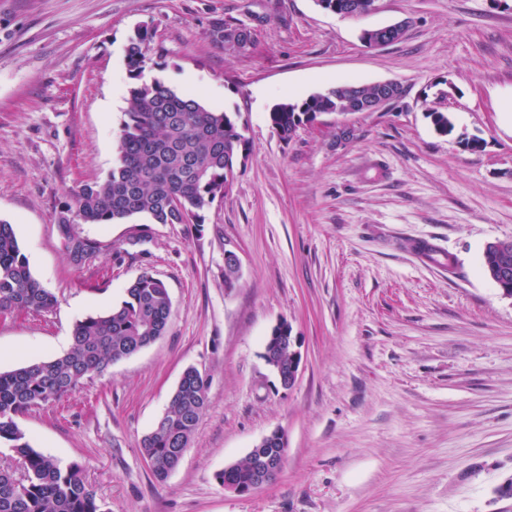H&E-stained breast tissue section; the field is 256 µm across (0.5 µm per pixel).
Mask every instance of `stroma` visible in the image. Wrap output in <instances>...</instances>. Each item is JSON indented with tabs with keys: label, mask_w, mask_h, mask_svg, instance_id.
I'll list each match as a JSON object with an SVG mask.
<instances>
[{
	"label": "stroma",
	"mask_w": 512,
	"mask_h": 512,
	"mask_svg": "<svg viewBox=\"0 0 512 512\" xmlns=\"http://www.w3.org/2000/svg\"><path fill=\"white\" fill-rule=\"evenodd\" d=\"M220 19L251 46L213 43ZM402 19L401 40L361 42ZM142 26L156 33L142 81L236 113L251 151L201 223L71 225L100 247L77 264L57 218L116 161ZM382 81L405 90L382 111L326 114L287 141L268 120ZM0 220L57 298L0 319V371L66 351L142 272L169 289L164 336L18 419L37 450L83 466L107 512H512V297L482 267L487 243L512 240V0H375L358 16L315 0H0ZM282 319L301 353L288 389L262 358ZM189 366L210 378L208 406L159 483L141 441ZM277 429V479L225 491L218 473Z\"/></svg>",
	"instance_id": "obj_1"
}]
</instances>
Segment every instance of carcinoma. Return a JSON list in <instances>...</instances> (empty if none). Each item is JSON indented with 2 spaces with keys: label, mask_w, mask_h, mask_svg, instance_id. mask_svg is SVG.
<instances>
[{
  "label": "carcinoma",
  "mask_w": 512,
  "mask_h": 512,
  "mask_svg": "<svg viewBox=\"0 0 512 512\" xmlns=\"http://www.w3.org/2000/svg\"><path fill=\"white\" fill-rule=\"evenodd\" d=\"M153 30L138 28L126 45L131 78L128 107L117 142V160L107 177L82 186L59 212L65 248L81 263L96 255V242L73 236L72 224H121L144 217L151 224H200L201 212L224 197L234 163L250 151L236 116L217 111L192 94L154 80L139 83L153 43ZM347 85L300 102L280 103L268 113L273 129L289 139L297 128L321 115L334 113ZM434 129L447 135L454 129L447 112L427 114ZM508 265L501 291L512 297V251L496 256L483 252V265ZM56 297L34 278L13 225L0 221V318L51 310ZM172 302L165 283L145 271L132 281L125 298L106 314L89 316L74 326L72 343L63 354L0 371V447L14 452L22 474L0 468V512H104L83 467L61 465L34 448L18 418L29 410L59 401L85 378L129 357L164 336ZM208 375L194 366L169 398L167 409L141 441L144 458L151 460L154 479L163 483L180 463L184 447L195 435L208 404ZM255 455L217 474L248 492L254 485Z\"/></svg>",
  "instance_id": "1"
}]
</instances>
